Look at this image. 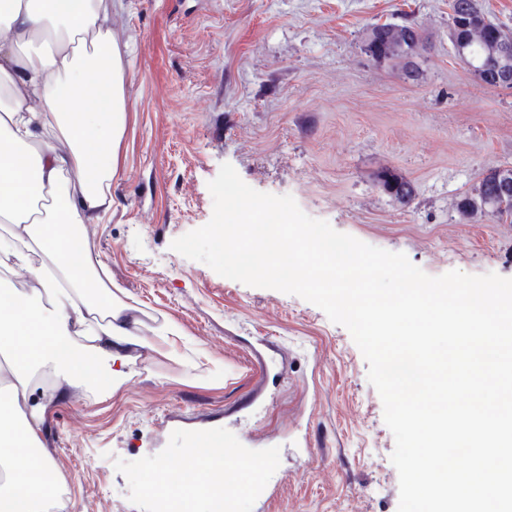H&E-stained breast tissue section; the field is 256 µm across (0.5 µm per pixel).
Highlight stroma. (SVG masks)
Returning a JSON list of instances; mask_svg holds the SVG:
<instances>
[{"label": "stroma", "mask_w": 512, "mask_h": 512, "mask_svg": "<svg viewBox=\"0 0 512 512\" xmlns=\"http://www.w3.org/2000/svg\"><path fill=\"white\" fill-rule=\"evenodd\" d=\"M451 0H121L127 124L112 208L87 227L144 316L181 331L140 348L135 376L49 406L44 441L65 512H140L113 461L162 451L174 430L223 427L279 447L252 512H397L394 437L349 331L317 306L218 275L171 248L213 212L207 184L231 164L252 188L426 274L512 278V224L461 220L456 203L512 167V88L479 81L449 39ZM414 21L418 80L365 55L376 24ZM416 189L396 204L374 175ZM154 336V348L158 352H164L173 345V337L181 336L178 326L171 320L165 319L152 330Z\"/></svg>", "instance_id": "1"}]
</instances>
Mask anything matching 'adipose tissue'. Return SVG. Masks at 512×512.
Masks as SVG:
<instances>
[{"label":"adipose tissue","mask_w":512,"mask_h":512,"mask_svg":"<svg viewBox=\"0 0 512 512\" xmlns=\"http://www.w3.org/2000/svg\"><path fill=\"white\" fill-rule=\"evenodd\" d=\"M0 25V266L29 286L0 294V512H45L60 476L46 412L70 391L120 389L145 345L141 310L93 252L85 227L112 207L126 121L125 50L112 0H8ZM93 100L92 111L75 104ZM41 265H32L28 245ZM55 382L33 400L35 369Z\"/></svg>","instance_id":"obj_1"}]
</instances>
